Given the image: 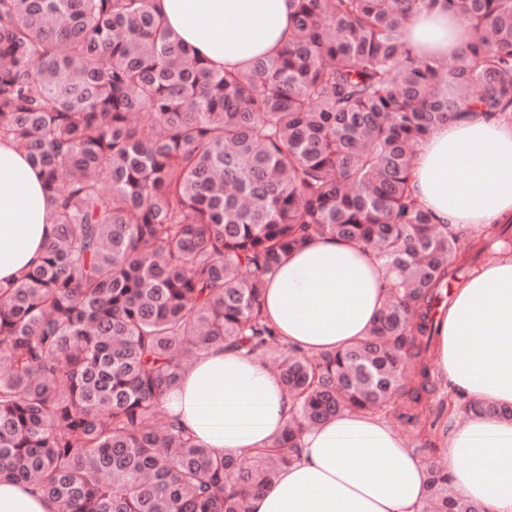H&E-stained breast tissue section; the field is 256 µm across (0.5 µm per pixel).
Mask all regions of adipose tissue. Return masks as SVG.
I'll return each instance as SVG.
<instances>
[{"label": "adipose tissue", "mask_w": 512, "mask_h": 512, "mask_svg": "<svg viewBox=\"0 0 512 512\" xmlns=\"http://www.w3.org/2000/svg\"><path fill=\"white\" fill-rule=\"evenodd\" d=\"M173 40L212 67L248 68L287 44L290 0H153ZM416 55L444 61L470 40L441 0H424L402 29ZM411 186L435 223L483 230L512 220V122L479 110L435 127L415 155ZM55 202L26 153L0 142V282L39 263ZM372 253L319 237L269 275L265 313L282 341L309 353L367 336L387 301ZM443 380L471 400L512 406V256L490 260L457 288L434 350ZM162 404L198 444L240 455L269 447L289 418L278 375L214 349L181 374ZM440 461L463 499L512 512V422L469 414ZM427 465L385 419L345 413L302 431L294 460L252 495L248 512H421ZM0 512H58L33 486L0 480Z\"/></svg>", "instance_id": "obj_1"}]
</instances>
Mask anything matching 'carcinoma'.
I'll list each match as a JSON object with an SVG mask.
<instances>
[{
  "instance_id": "cac0c4a2",
  "label": "carcinoma",
  "mask_w": 512,
  "mask_h": 512,
  "mask_svg": "<svg viewBox=\"0 0 512 512\" xmlns=\"http://www.w3.org/2000/svg\"><path fill=\"white\" fill-rule=\"evenodd\" d=\"M415 2L296 0L281 52L232 71L172 40L150 0H0V137L56 203L40 263L0 287V478L59 512H246L339 414L399 399L415 448L436 447L435 308L475 243L417 202L414 149L463 104L512 119V0H445L471 40L439 64L402 40ZM325 236L373 252L388 302L363 339L310 357L263 292ZM223 347L271 364L292 403L268 449L205 448L162 410ZM422 512L480 508L431 463Z\"/></svg>"
}]
</instances>
